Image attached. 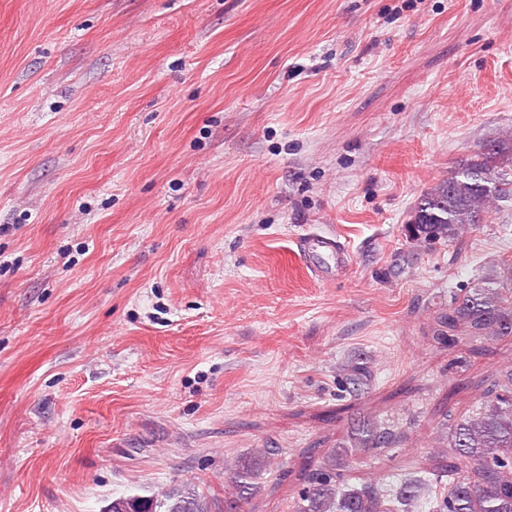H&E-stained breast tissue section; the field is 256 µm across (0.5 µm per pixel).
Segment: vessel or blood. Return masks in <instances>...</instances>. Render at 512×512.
I'll return each instance as SVG.
<instances>
[{"mask_svg":"<svg viewBox=\"0 0 512 512\" xmlns=\"http://www.w3.org/2000/svg\"><path fill=\"white\" fill-rule=\"evenodd\" d=\"M297 248L313 278L331 282L342 276L350 262V249L335 233L314 231L300 236Z\"/></svg>","mask_w":512,"mask_h":512,"instance_id":"obj_1","label":"vessel or blood"}]
</instances>
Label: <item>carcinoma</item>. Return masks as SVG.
I'll return each instance as SVG.
<instances>
[{
  "mask_svg": "<svg viewBox=\"0 0 512 512\" xmlns=\"http://www.w3.org/2000/svg\"><path fill=\"white\" fill-rule=\"evenodd\" d=\"M512 205V136L500 139L458 164L447 178L428 188L414 209L406 231L411 241L453 242L474 224L484 223L488 209ZM512 326V261L500 260L495 274L473 288L449 291L448 309L437 317L438 343L458 344V336L504 337ZM368 371L356 364L345 369L343 383L356 394L367 385ZM394 431L377 424L353 428V450L389 448ZM448 463L425 477L397 485L370 480L350 486L336 472V458L301 474L303 489L293 512H419L420 492H434L432 512H512V367L500 372L487 402L474 416L451 425L444 449ZM471 465L460 477V465ZM269 466L259 452L249 467H234L233 492L222 512H241V504L261 490L258 479ZM109 512H213L209 501L189 490L161 496L133 495L112 500Z\"/></svg>",
  "mask_w": 512,
  "mask_h": 512,
  "instance_id": "obj_1",
  "label": "carcinoma"
}]
</instances>
